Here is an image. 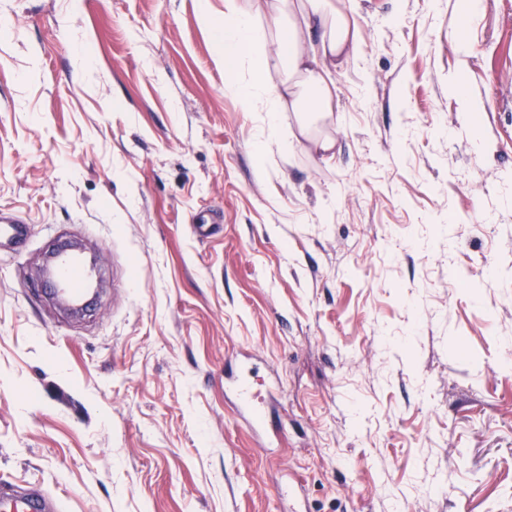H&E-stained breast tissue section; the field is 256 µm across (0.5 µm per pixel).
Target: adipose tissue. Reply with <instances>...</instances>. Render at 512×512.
Wrapping results in <instances>:
<instances>
[{
    "mask_svg": "<svg viewBox=\"0 0 512 512\" xmlns=\"http://www.w3.org/2000/svg\"><path fill=\"white\" fill-rule=\"evenodd\" d=\"M265 10L246 8L242 0H224V19L202 15L205 27H222L223 52L250 57L255 62L252 82H245L236 67L225 69V94L252 105L257 91H264L269 122L279 112L292 108L302 112L332 115L336 110L330 69L355 56L361 33L347 16L331 7L329 0H265ZM272 20L287 18L274 52H267L266 38L259 33L262 14ZM286 67L288 75L279 84L264 82L265 73Z\"/></svg>",
    "mask_w": 512,
    "mask_h": 512,
    "instance_id": "1",
    "label": "adipose tissue"
}]
</instances>
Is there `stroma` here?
<instances>
[{
	"label": "stroma",
	"instance_id": "stroma-1",
	"mask_svg": "<svg viewBox=\"0 0 512 512\" xmlns=\"http://www.w3.org/2000/svg\"><path fill=\"white\" fill-rule=\"evenodd\" d=\"M331 4L362 33L339 110L272 137L224 93V0H0V489L512 512V0ZM60 238L98 259L81 318L37 278ZM233 389L241 402L250 410L252 413V423L262 424L264 411L262 407L254 402L251 386L244 379H237L234 381Z\"/></svg>",
	"mask_w": 512,
	"mask_h": 512
}]
</instances>
